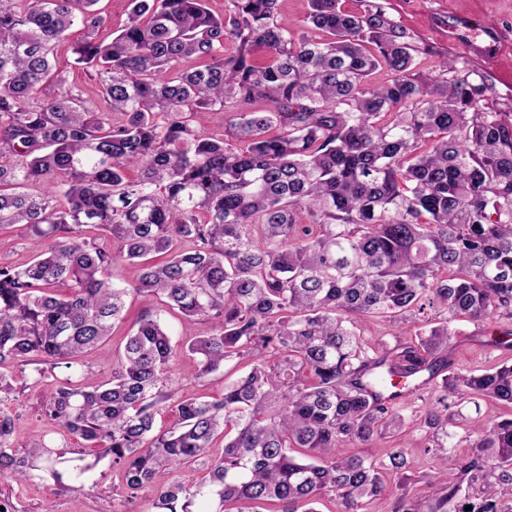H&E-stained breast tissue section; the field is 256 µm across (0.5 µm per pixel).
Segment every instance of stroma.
Listing matches in <instances>:
<instances>
[{
	"instance_id": "stroma-1",
	"label": "stroma",
	"mask_w": 512,
	"mask_h": 512,
	"mask_svg": "<svg viewBox=\"0 0 512 512\" xmlns=\"http://www.w3.org/2000/svg\"><path fill=\"white\" fill-rule=\"evenodd\" d=\"M387 13L413 35L422 52L416 58V70L421 77L437 74L444 59L457 60L480 74L488 85L485 107L491 112L512 115V82L506 73H512V0H381ZM470 21L477 34L469 40H449V29L461 21ZM497 28L500 42L490 47L485 35L488 28ZM83 35L81 27H74L69 42L57 49L60 70L68 86L74 90L93 94L98 78L92 70L74 67L71 52L74 40ZM124 322L115 325L111 336L97 349L82 357L75 379L79 384L92 388L107 380L123 351V340L131 331L145 304L140 297L129 296ZM160 318L168 334L179 348L171 362L170 388L176 395H206L220 397L224 391L223 375L199 378L198 367L186 347L191 337L205 335L208 324L199 322L186 325L183 318L169 311H161ZM458 334L450 342L451 358L468 369L481 371L512 363V347H505V340H512V319L499 318L491 322L474 324L457 322ZM15 379V398L5 410L14 419L13 441L19 455L28 459L33 479L28 483L17 482L12 475H0V500L9 501L12 512H154V494L151 490L127 494L123 474L111 458H96L92 449L78 444L42 412L45 401L43 388L32 385V366L11 365ZM436 394L424 390L401 403L400 412L404 427L393 435L376 439L364 448L370 458L385 456L391 446L402 444L411 462V476L422 493H429V482L436 468V451L431 446L428 431L420 426L419 417L432 406ZM450 409L457 418L453 430V452L457 455L468 451V436L488 417L512 413V407L487 400L474 401L469 397L449 396ZM41 435L57 452L60 461L55 472L63 475L55 480L53 472L44 468L43 458L29 455L26 448L31 437Z\"/></svg>"
}]
</instances>
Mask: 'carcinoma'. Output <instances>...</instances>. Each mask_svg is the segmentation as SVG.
<instances>
[{
    "label": "carcinoma",
    "instance_id": "carcinoma-1",
    "mask_svg": "<svg viewBox=\"0 0 512 512\" xmlns=\"http://www.w3.org/2000/svg\"><path fill=\"white\" fill-rule=\"evenodd\" d=\"M98 2L0 0V229L34 248L0 266V403L15 392L1 367L42 364L33 385L56 381L46 417L112 456L129 491L152 489L156 512H319L326 498L362 512L393 478L392 512H512V414L479 426L464 457L442 443L448 393L512 405V364L448 359L454 322L512 317V118L484 109V79L446 62L419 80L421 47L376 0L359 13L309 0L299 36L278 0H226L221 17L206 0H129L125 26L101 37ZM77 23L74 63L97 71L101 108L54 63ZM378 69L387 80L369 84ZM43 85L52 98L30 103ZM237 105L252 110L232 113L231 138L210 136ZM120 260L134 283L108 278ZM131 293L209 324L187 346L198 378L232 359L247 374L218 399L175 396L176 349L148 307L111 379L56 377L110 336ZM428 307L439 320L418 321ZM360 317L414 336L375 348ZM397 378L405 397L441 393L423 421L443 452L428 496L410 494L402 446L350 452L402 425ZM167 403L179 423L157 431ZM13 429L0 410V474L27 482ZM196 461L205 478L170 477Z\"/></svg>",
    "mask_w": 512,
    "mask_h": 512
}]
</instances>
